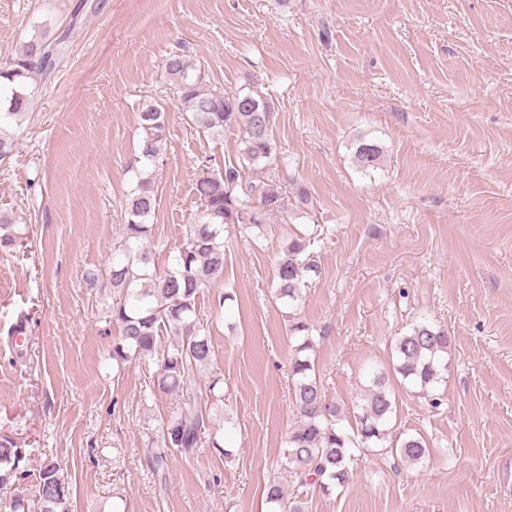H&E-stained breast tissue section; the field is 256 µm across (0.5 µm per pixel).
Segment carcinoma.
<instances>
[{"label": "carcinoma", "mask_w": 512, "mask_h": 512, "mask_svg": "<svg viewBox=\"0 0 512 512\" xmlns=\"http://www.w3.org/2000/svg\"><path fill=\"white\" fill-rule=\"evenodd\" d=\"M62 39L47 42L33 39L18 55L0 66V160L12 156L16 135L11 121L33 108L38 87L36 76L50 70ZM201 64L186 54L166 58L164 70L177 107L189 121L211 137L238 129L242 148L224 169L214 172L204 165L196 181L199 210L183 241L173 248L171 263L159 273L150 243V219L157 205V189L152 173L163 165L166 156L167 126L165 109L151 101L140 111L141 138L138 155L133 159L138 176L135 189L124 201L123 241L112 253L107 275L114 291L121 294L112 306L110 318L120 331L112 347L117 366L130 362L157 366L152 390L179 397L182 415L171 418L155 443L150 464L156 471L167 467L169 452L191 453L197 447L204 426L200 377L209 370L214 348L209 321L198 307L204 289L224 279L226 250L224 227L235 224L260 228L267 217L294 207L303 212L315 209L308 191L300 188L288 200L277 184H255L245 171L263 166L275 169L281 163L271 131L273 107L257 92L229 95L207 83ZM383 156L382 147L365 139L355 147L354 159L363 170L374 169ZM18 234L12 222L0 220V251H11ZM320 240L319 225L305 234H294L282 244L273 283L276 300L298 307L309 288L311 275L318 273L312 246ZM296 342L290 360L291 397L297 410L295 427L288 433L280 460L281 478L266 486V500L280 512H308V503L300 496L288 497L286 484L294 488H313L323 495L342 490L349 480L355 452L382 449L385 463L395 471L416 465L429 456V448L420 435L404 438L400 445L383 447L388 435L386 424L394 412V392L385 374L373 377L360 401L347 409L327 398L315 370V341L309 325L294 317L288 326ZM169 344L160 348L161 337ZM450 339L448 331L420 322L398 337L394 350L396 371L403 379L422 389L430 405L438 408L442 397L430 392L448 373ZM25 451L6 434L0 435V488L13 494L9 512H72V492L67 474L55 462L45 464L36 477L34 498L17 486L25 477L20 463Z\"/></svg>", "instance_id": "cac0c4a2"}]
</instances>
